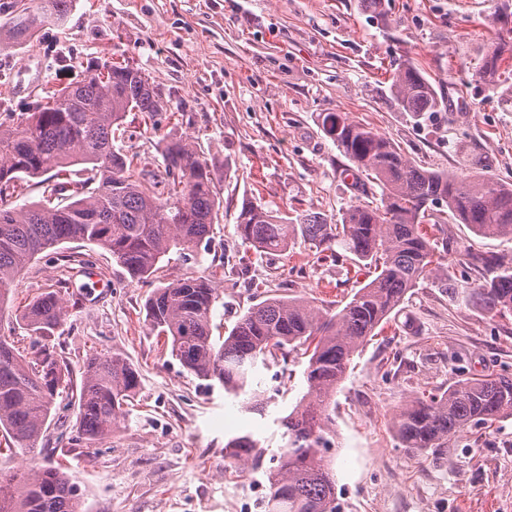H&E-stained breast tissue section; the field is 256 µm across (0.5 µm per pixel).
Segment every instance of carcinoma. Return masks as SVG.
Listing matches in <instances>:
<instances>
[{
  "label": "carcinoma",
  "mask_w": 512,
  "mask_h": 512,
  "mask_svg": "<svg viewBox=\"0 0 512 512\" xmlns=\"http://www.w3.org/2000/svg\"><path fill=\"white\" fill-rule=\"evenodd\" d=\"M72 0H30L0 31V46L25 43L47 22L66 18ZM485 53L476 73L494 85L504 55L512 53V29ZM391 91L401 109L420 115L442 111L443 100L411 60L402 61ZM171 111L153 82L129 66L88 70L73 89L55 88L28 112L0 123V310L19 271L36 255L67 240L93 243L112 254L137 279L153 276L170 250H192L211 240L223 208L212 171L189 144L162 141L163 173L150 162L134 163L114 146L129 113L153 119ZM324 133L354 167L381 188V205L354 206L328 224L317 215L293 219L252 199L236 217L242 242L263 253H281L298 238L322 253L374 268V277L336 308L297 298L267 297L236 321L222 343L214 341L211 313L214 282L188 277L155 288L146 316L156 336L170 342L183 367L242 398L241 408L261 413L267 401L253 388L258 366L307 358L308 391L281 421L287 443L266 471L265 512H338L336 481L328 459L335 445L331 407L351 356L389 323L390 315L418 282L430 275L452 288L442 261L448 254V216L484 238L512 240V185L487 173L462 178L446 170L419 168L392 141L342 112L322 117ZM85 168L73 171L71 166ZM51 174L52 195L65 205H19L24 177ZM342 252H337L334 247ZM475 261L490 276L464 296L485 313L512 315V262L493 255ZM61 290L35 297L21 314L36 336L53 334L65 320ZM68 364L41 347L31 358L14 345L12 329H0V432L14 447L34 449L59 390H71ZM58 374L57 390L41 380ZM140 386L134 366L118 354L89 353L76 397L79 434L87 445L112 433ZM512 417V377L487 375L457 382L448 390L417 398L393 417L399 443L417 452L448 447V437L468 427L489 428ZM226 447L239 458L261 456L250 434ZM82 494L60 463L48 462L20 476L0 474V512H81Z\"/></svg>",
  "instance_id": "carcinoma-1"
}]
</instances>
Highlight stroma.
I'll use <instances>...</instances> for the list:
<instances>
[{
    "label": "stroma",
    "instance_id": "1",
    "mask_svg": "<svg viewBox=\"0 0 512 512\" xmlns=\"http://www.w3.org/2000/svg\"><path fill=\"white\" fill-rule=\"evenodd\" d=\"M496 10L497 0H387L381 16L359 0H73L63 22L0 49V122L32 109L45 86L79 83L97 61L149 75L172 112L152 122L128 115L121 148L157 170L163 139L183 137L223 200L211 243L187 256L171 251L158 277L212 278V323L225 332L254 305L256 287L333 304L371 279L369 269L301 241L283 254H256L236 233L246 198L329 224L379 203L378 185L351 170L323 132L324 113L369 125L422 168L486 172L512 184V107L473 77L501 34ZM408 58L443 96V111L418 117L398 105L392 74ZM447 233L455 290L420 282L354 355L336 392L330 459L341 512H512V418L452 436L435 454L403 448L391 430L393 414L422 392L512 376V316L475 310L460 296L483 279L476 257L511 260L512 242L477 236L454 219ZM88 271L111 288L84 289ZM65 281L79 302L48 343L73 380L97 350L135 366L140 388L112 435L91 447L78 436L73 401L59 394L37 450L0 451V473L53 456L79 486L83 512H258L265 471L284 444L280 420L307 391L304 362L289 359L284 394L274 379L282 367L259 368L272 402L261 415L243 411L152 333L145 303L156 282L131 279L110 253L81 240L40 253L16 277L0 318L14 323L19 347L38 338L16 315ZM244 433L260 440L263 455L236 467L224 445Z\"/></svg>",
    "mask_w": 512,
    "mask_h": 512
}]
</instances>
